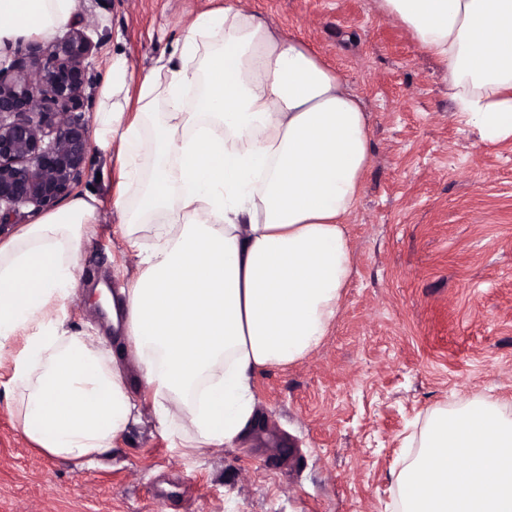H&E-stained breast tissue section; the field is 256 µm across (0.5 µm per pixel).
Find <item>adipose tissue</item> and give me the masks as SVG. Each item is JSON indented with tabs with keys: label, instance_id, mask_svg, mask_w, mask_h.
Returning <instances> with one entry per match:
<instances>
[{
	"label": "adipose tissue",
	"instance_id": "ef3b65f1",
	"mask_svg": "<svg viewBox=\"0 0 512 512\" xmlns=\"http://www.w3.org/2000/svg\"><path fill=\"white\" fill-rule=\"evenodd\" d=\"M377 2L441 63L460 122L484 144L512 142V0ZM78 7L0 0V55L53 39ZM99 98L93 142L120 163L112 207L140 273L121 301L102 294L121 333L114 351L64 327L97 197L75 193L0 240V356L13 362L20 427L80 467L113 449L144 399L172 447L243 440L256 376L308 355L341 310L354 270L346 226L372 161L363 103L239 0L199 13L176 56L141 80L113 58Z\"/></svg>",
	"mask_w": 512,
	"mask_h": 512
}]
</instances>
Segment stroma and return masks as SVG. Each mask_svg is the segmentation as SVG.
I'll use <instances>...</instances> for the list:
<instances>
[{
	"mask_svg": "<svg viewBox=\"0 0 512 512\" xmlns=\"http://www.w3.org/2000/svg\"><path fill=\"white\" fill-rule=\"evenodd\" d=\"M224 0H80L104 75L172 55L195 14ZM347 76L369 113L373 161L348 227L354 274L321 344L256 378L248 442L187 453L151 403L91 468L38 450L13 412L0 358V512H396L395 474L430 414L476 397L512 415V143L459 124L448 77L376 0H240ZM118 168L90 152L81 190L101 202L78 258L66 326L106 332L92 284L120 291L138 260L112 209Z\"/></svg>",
	"mask_w": 512,
	"mask_h": 512,
	"instance_id": "1",
	"label": "stroma"
}]
</instances>
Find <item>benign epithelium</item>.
<instances>
[{"label":"benign epithelium","instance_id":"obj_1","mask_svg":"<svg viewBox=\"0 0 512 512\" xmlns=\"http://www.w3.org/2000/svg\"><path fill=\"white\" fill-rule=\"evenodd\" d=\"M94 49L75 26L62 40L26 46L10 69L0 68V224L24 208H53L82 180Z\"/></svg>","mask_w":512,"mask_h":512}]
</instances>
